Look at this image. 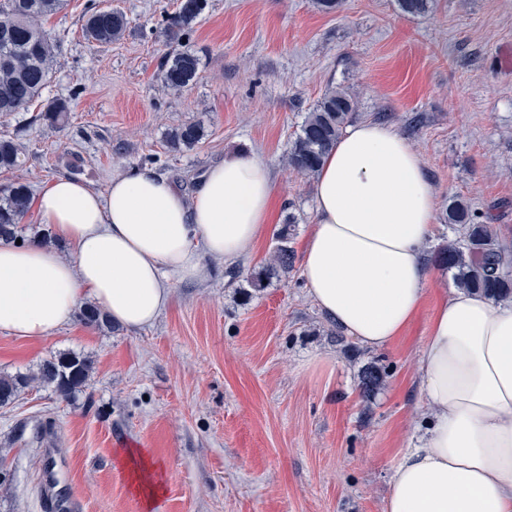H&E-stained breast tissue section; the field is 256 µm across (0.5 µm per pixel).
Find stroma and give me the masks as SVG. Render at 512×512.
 <instances>
[{
	"label": "stroma",
	"mask_w": 512,
	"mask_h": 512,
	"mask_svg": "<svg viewBox=\"0 0 512 512\" xmlns=\"http://www.w3.org/2000/svg\"><path fill=\"white\" fill-rule=\"evenodd\" d=\"M92 1L126 16L120 41L87 42ZM175 9L176 0H63L44 23L59 41L50 84L28 111L0 118V136L27 158L0 172V188L20 181L37 194L78 162L79 181L100 193L113 171L146 167L189 196L209 167L251 152L273 176L268 229L246 261L209 257L205 278L173 280L150 326L98 329L75 318L39 338L0 330V374L27 379L15 403L0 407V512H43L44 496L62 487L73 512H383L392 468L426 417L420 349L455 287L435 250L461 239V227L434 218L420 306L378 350L336 344L301 267L259 291L248 279L269 261L287 217L297 253L316 222V180L289 166L288 145L338 85L357 102L355 121L384 123L407 140L436 210L458 195L491 213L512 254V0H433L418 16L396 0H342L334 12L314 0H208L182 43L201 70L181 91L161 80L171 48L158 30ZM53 100L68 105L67 124L32 122ZM194 121L203 139L168 148L167 130ZM63 352L93 367L88 386L66 399L38 379L40 365ZM373 360L388 375L367 398L359 375ZM128 442L164 472L153 508L117 463Z\"/></svg>",
	"instance_id": "1"
}]
</instances>
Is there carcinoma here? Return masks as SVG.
<instances>
[{
	"label": "carcinoma",
	"mask_w": 512,
	"mask_h": 512,
	"mask_svg": "<svg viewBox=\"0 0 512 512\" xmlns=\"http://www.w3.org/2000/svg\"><path fill=\"white\" fill-rule=\"evenodd\" d=\"M400 10L422 15L431 8L432 0H397ZM62 0H0V117L24 112L49 84L56 60L55 40L43 29V21L54 15ZM207 0H180L175 13L166 17L160 35L169 44L183 42L193 25L204 13ZM127 19L118 10L90 4L83 24L87 41L106 47L119 41L127 30ZM200 70V58L189 50H179L166 57L162 66L165 87L180 91L191 86ZM354 112V102L343 88L326 92L303 121L288 150L289 164L305 175L318 173L322 159L332 150ZM34 120L63 127L68 120V106L52 101ZM204 136L203 128L189 122L167 132L168 146L179 151L192 148ZM24 164V154L12 138L0 137V171H13ZM31 190L26 183L16 182L0 190V240L17 241V226L27 214ZM444 221L460 224L463 239L445 245L436 252V261L454 271L458 288L482 292L497 301L512 299V276L502 272L505 264L491 224L476 215L458 198L448 201ZM293 221L281 226L276 235L274 264L254 272L249 278L252 288L264 287L267 279L293 268L294 250L290 246ZM88 326L109 324L107 316L94 304L85 305L78 314ZM91 361L72 352H64L41 365L39 379L54 388L62 398L83 388L91 373ZM386 367L370 362L360 372L364 396H371L384 382ZM26 381L21 376L0 375V406L12 403Z\"/></svg>",
	"instance_id": "carcinoma-1"
}]
</instances>
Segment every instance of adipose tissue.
I'll return each mask as SVG.
<instances>
[{"mask_svg": "<svg viewBox=\"0 0 512 512\" xmlns=\"http://www.w3.org/2000/svg\"><path fill=\"white\" fill-rule=\"evenodd\" d=\"M272 192L253 154L212 166L189 198L147 168L113 172L103 195L66 178L47 184L39 220L71 255L0 241V330L46 336L88 297L124 327L152 324L172 279L203 278L207 256L251 254ZM434 206L420 160L389 126L351 125L324 158L302 276L320 310L362 345L387 346L413 317ZM416 372L424 443L394 467L384 512H512V303L451 292Z\"/></svg>", "mask_w": 512, "mask_h": 512, "instance_id": "adipose-tissue-1", "label": "adipose tissue"}]
</instances>
